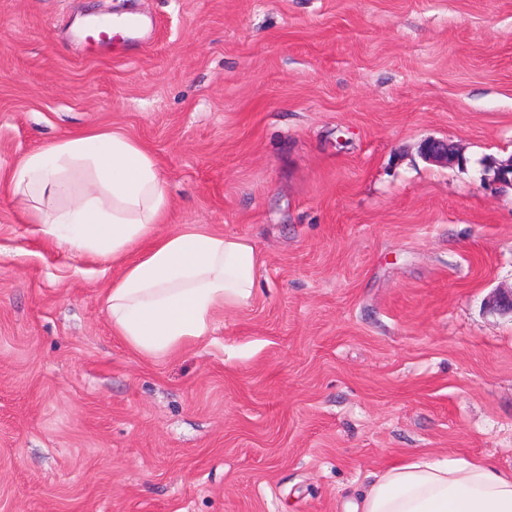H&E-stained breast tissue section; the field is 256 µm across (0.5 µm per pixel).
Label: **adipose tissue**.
Listing matches in <instances>:
<instances>
[{"instance_id": "adipose-tissue-1", "label": "adipose tissue", "mask_w": 512, "mask_h": 512, "mask_svg": "<svg viewBox=\"0 0 512 512\" xmlns=\"http://www.w3.org/2000/svg\"><path fill=\"white\" fill-rule=\"evenodd\" d=\"M8 181L43 237L121 265L106 312L113 334L141 357L203 340L217 313L256 295L252 241L203 224L164 231L168 182L152 153L121 131L55 139L25 154ZM354 512H512V474L481 459L416 455L384 469Z\"/></svg>"}]
</instances>
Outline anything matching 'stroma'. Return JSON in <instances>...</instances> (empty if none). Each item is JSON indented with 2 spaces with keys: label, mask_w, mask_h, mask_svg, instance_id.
Here are the masks:
<instances>
[{
  "label": "stroma",
  "mask_w": 512,
  "mask_h": 512,
  "mask_svg": "<svg viewBox=\"0 0 512 512\" xmlns=\"http://www.w3.org/2000/svg\"><path fill=\"white\" fill-rule=\"evenodd\" d=\"M91 128L154 155L166 230L259 250L253 302L175 356L115 336L120 268L10 196ZM511 157L512 0H0V512H344L413 455L511 473L512 317L486 302L512 188L483 179ZM419 153L426 161L446 167L462 163L463 160L462 156L453 147H450L447 141L439 139L424 140L419 146Z\"/></svg>",
  "instance_id": "obj_1"
}]
</instances>
